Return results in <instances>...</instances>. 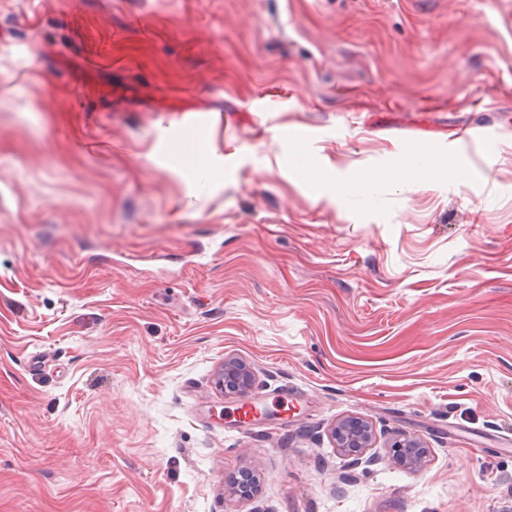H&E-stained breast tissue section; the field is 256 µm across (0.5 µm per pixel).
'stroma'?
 Masks as SVG:
<instances>
[{"mask_svg": "<svg viewBox=\"0 0 512 512\" xmlns=\"http://www.w3.org/2000/svg\"><path fill=\"white\" fill-rule=\"evenodd\" d=\"M508 436L512 0H0V512H512ZM256 376L253 368L247 363L236 360H224L216 374V386L224 391L225 397H235L237 399H244L248 396L253 385L255 384ZM331 436L336 448L341 452L357 456L356 464H362L363 455L374 447V431L371 422L365 417H350L335 424ZM393 448H402L400 454H397V462L406 468L417 469L421 467L426 457V448L411 437H402L396 440Z\"/></svg>", "mask_w": 512, "mask_h": 512, "instance_id": "1", "label": "stroma"}]
</instances>
